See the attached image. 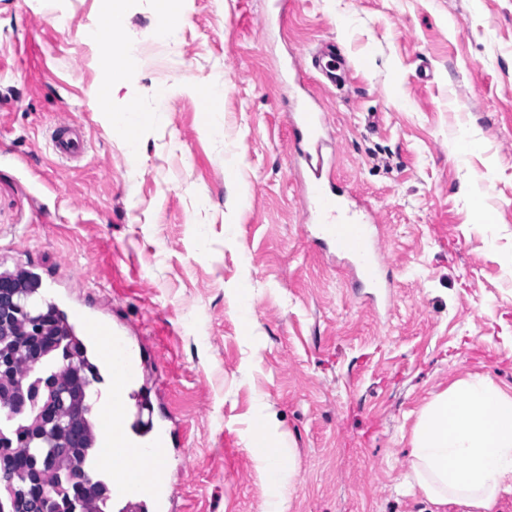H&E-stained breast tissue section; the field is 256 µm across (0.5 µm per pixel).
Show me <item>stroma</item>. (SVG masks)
<instances>
[{"label":"stroma","mask_w":512,"mask_h":512,"mask_svg":"<svg viewBox=\"0 0 512 512\" xmlns=\"http://www.w3.org/2000/svg\"><path fill=\"white\" fill-rule=\"evenodd\" d=\"M128 0L140 52L103 109L109 65L88 30L102 0H0V271H25L77 324L99 316L141 343L167 326L176 357L143 356L166 419L169 512H262L248 447L265 402L297 455L288 512H432L404 485L423 406L461 377L512 393V0ZM336 45L350 72L312 66ZM224 84L201 119V89ZM131 157L111 115L155 107ZM328 114L336 174L380 224L391 285L368 298L311 241L288 114ZM75 122L77 162L49 136ZM133 270L105 279L106 253ZM251 313L242 316V302Z\"/></svg>","instance_id":"35a3bbf8"}]
</instances>
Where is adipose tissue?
<instances>
[{"label": "adipose tissue", "instance_id": "1", "mask_svg": "<svg viewBox=\"0 0 512 512\" xmlns=\"http://www.w3.org/2000/svg\"><path fill=\"white\" fill-rule=\"evenodd\" d=\"M167 110L162 97L152 111L113 114V129L127 134L130 154L140 151L135 130L163 122ZM410 445L405 481L437 512L451 505L491 512L500 493L512 491V394L485 376L456 380L423 406ZM249 448L267 491L263 512H286L296 455L273 426L266 405L257 408Z\"/></svg>", "mask_w": 512, "mask_h": 512}]
</instances>
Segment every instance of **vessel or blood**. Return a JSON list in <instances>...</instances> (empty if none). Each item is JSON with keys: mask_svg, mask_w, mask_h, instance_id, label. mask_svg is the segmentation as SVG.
Returning a JSON list of instances; mask_svg holds the SVG:
<instances>
[{"mask_svg": "<svg viewBox=\"0 0 512 512\" xmlns=\"http://www.w3.org/2000/svg\"><path fill=\"white\" fill-rule=\"evenodd\" d=\"M327 125L325 113L304 106L290 122L293 156L303 161L300 176L303 195L309 205L308 217L317 221L322 242L331 244L337 254L347 256L366 288L385 285L386 265L371 233L375 215L364 204H347L336 185V163L323 153L322 133ZM83 140L77 128L63 122L53 135L54 151L62 157L77 155ZM87 336L99 345L111 344L101 359L112 368V437L99 448V463H112V495L121 499L153 501L156 512H167L171 500L165 465V450L170 445L164 424L130 431L128 397L139 384L141 348L122 336L118 328L100 318L83 321Z\"/></svg>", "mask_w": 512, "mask_h": 512, "instance_id": "1", "label": "vessel or blood"}]
</instances>
